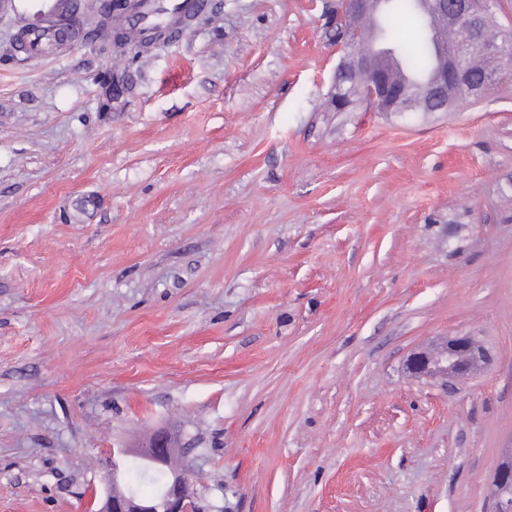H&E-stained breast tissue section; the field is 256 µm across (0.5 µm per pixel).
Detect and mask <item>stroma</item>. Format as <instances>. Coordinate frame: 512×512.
I'll return each instance as SVG.
<instances>
[{"instance_id":"1","label":"stroma","mask_w":512,"mask_h":512,"mask_svg":"<svg viewBox=\"0 0 512 512\" xmlns=\"http://www.w3.org/2000/svg\"><path fill=\"white\" fill-rule=\"evenodd\" d=\"M0 13V512L113 447L205 451L202 512H484L512 448V80L336 111L322 0H216L99 109L108 46ZM474 333L462 381L409 358Z\"/></svg>"}]
</instances>
